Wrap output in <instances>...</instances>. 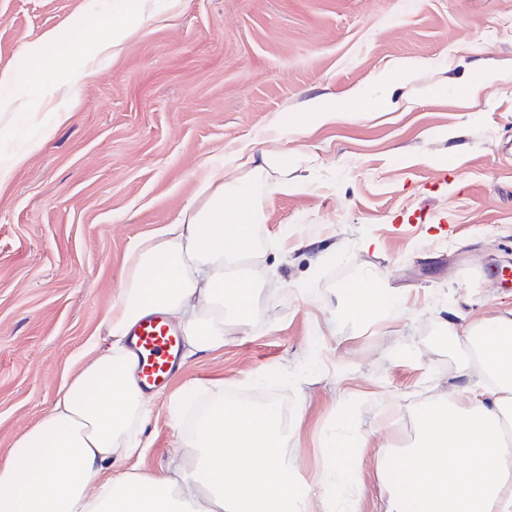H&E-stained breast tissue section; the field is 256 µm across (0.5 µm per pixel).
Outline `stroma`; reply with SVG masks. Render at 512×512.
<instances>
[{
    "instance_id": "35a3bbf8",
    "label": "stroma",
    "mask_w": 512,
    "mask_h": 512,
    "mask_svg": "<svg viewBox=\"0 0 512 512\" xmlns=\"http://www.w3.org/2000/svg\"><path fill=\"white\" fill-rule=\"evenodd\" d=\"M153 16L94 61L76 101L50 92L67 122L11 117L0 153L37 147L0 191V466L51 410L100 341L131 245L176 220L210 168L235 176L246 154L288 137L300 188L266 202L270 231L251 272V319L173 388L207 402H288L295 466L314 477L353 424L361 512H379L382 450L399 457L425 404L476 372L466 331L512 314V0H151ZM106 0H0V72L75 14L106 31ZM422 63L411 78L400 62ZM495 81L475 101V70ZM396 80L379 84V72ZM389 96L391 112L308 125L326 93ZM367 279L401 296L400 313L357 322L344 285ZM168 392L143 424L149 446L123 470L191 462Z\"/></svg>"
}]
</instances>
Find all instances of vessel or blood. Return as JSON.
<instances>
[{"instance_id":"b4317fda","label":"vessel or blood","mask_w":512,"mask_h":512,"mask_svg":"<svg viewBox=\"0 0 512 512\" xmlns=\"http://www.w3.org/2000/svg\"><path fill=\"white\" fill-rule=\"evenodd\" d=\"M129 349L144 390L163 388L182 370L179 332L162 312L147 314L130 329Z\"/></svg>"}]
</instances>
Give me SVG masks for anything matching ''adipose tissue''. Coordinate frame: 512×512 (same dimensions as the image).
<instances>
[{
    "mask_svg": "<svg viewBox=\"0 0 512 512\" xmlns=\"http://www.w3.org/2000/svg\"><path fill=\"white\" fill-rule=\"evenodd\" d=\"M110 16L107 37L86 59L69 51L70 35L43 34L29 54L48 56L49 66H31L21 77L0 72V112L33 121L46 107L49 85L77 89L91 73L90 59L111 57L149 21L148 0H114ZM392 108L386 98L328 93L312 117L323 122L338 112ZM239 169L230 180L223 169L209 171L198 203L130 249L124 284L101 322L103 344L0 466V512H359L353 435L337 442L310 485L292 463L278 407L228 402L220 390L193 422L190 466L173 461L152 475L115 470L143 452L140 425L151 401L134 375L130 327L150 311L166 312L181 326L191 358L223 346L228 329L252 312L261 283L232 268L257 257L266 200L297 181L283 149L249 154ZM344 297L362 322L400 305L366 281L347 287ZM468 334L493 382L466 383L425 406L415 444L389 464L382 512H512V443L505 439L512 427V318L475 322Z\"/></svg>",
    "mask_w": 512,
    "mask_h": 512,
    "instance_id": "ef3b65f1",
    "label": "adipose tissue"
}]
</instances>
